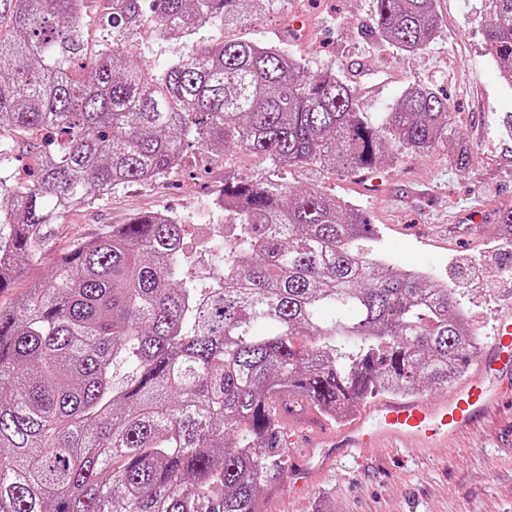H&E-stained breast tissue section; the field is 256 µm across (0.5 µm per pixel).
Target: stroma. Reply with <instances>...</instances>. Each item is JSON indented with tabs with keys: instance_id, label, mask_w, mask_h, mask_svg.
<instances>
[{
	"instance_id": "stroma-1",
	"label": "stroma",
	"mask_w": 512,
	"mask_h": 512,
	"mask_svg": "<svg viewBox=\"0 0 512 512\" xmlns=\"http://www.w3.org/2000/svg\"><path fill=\"white\" fill-rule=\"evenodd\" d=\"M442 18L439 37L418 53H398L364 35L373 18L372 0H286L261 15L250 38L278 40L288 20L305 15L315 28L306 43L289 42L311 67H337L350 75L355 60L393 72L370 95L359 98L361 111L379 120L411 84L446 95L458 137L422 155L385 161L369 180L327 169L295 171L294 186H317L361 208L379 232V245L397 265L426 270L455 288V301L479 340L494 333L496 319L512 309V290L504 270L512 268V234L489 223L468 228L457 216L464 206L490 214L512 206V136L503 129L512 118V86L505 85L487 51L484 29L490 0H437ZM139 63L161 70L185 55L182 40L158 39L145 21L128 36ZM472 151L467 169L452 159L460 146ZM269 167L245 152L231 160L192 158L160 179L123 186L94 203L65 214L53 246L26 264L12 288L0 293L10 306L32 283L46 279L56 256L74 242L95 236L107 224H124L136 213L173 212L189 219V246H196L209 224L224 221L215 200L225 178L263 180ZM266 512H512V408L489 419L462 446L414 449L378 447L351 454L301 492L283 490L264 501Z\"/></svg>"
}]
</instances>
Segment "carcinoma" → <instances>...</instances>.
Listing matches in <instances>:
<instances>
[{
	"label": "carcinoma",
	"mask_w": 512,
	"mask_h": 512,
	"mask_svg": "<svg viewBox=\"0 0 512 512\" xmlns=\"http://www.w3.org/2000/svg\"><path fill=\"white\" fill-rule=\"evenodd\" d=\"M111 2L112 33L150 18L191 50L153 72L119 39L88 53L85 0H0V133L57 137L31 179L0 175V293L65 212L166 175L190 146L249 152L273 175L224 180V250L206 277L188 220L143 213L0 307V512H260L292 466L271 410L282 391L342 417L446 389L476 354L454 289L379 255L358 206L281 177L428 153L453 134L448 102L412 84L374 122L336 69L224 36L274 0ZM373 7L367 35L399 51L440 32L435 0ZM484 37L511 85L512 0H492Z\"/></svg>",
	"instance_id": "obj_1"
}]
</instances>
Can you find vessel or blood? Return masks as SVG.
Masks as SVG:
<instances>
[{"label":"vessel or blood","instance_id":"obj_1","mask_svg":"<svg viewBox=\"0 0 512 512\" xmlns=\"http://www.w3.org/2000/svg\"><path fill=\"white\" fill-rule=\"evenodd\" d=\"M507 400H512V311L498 316L494 336L480 346L473 375L453 388L447 399L379 398L345 424L307 432L313 451L289 469L284 482L294 490L311 485L329 466L332 448L357 451L375 446L449 445L475 431Z\"/></svg>","mask_w":512,"mask_h":512}]
</instances>
